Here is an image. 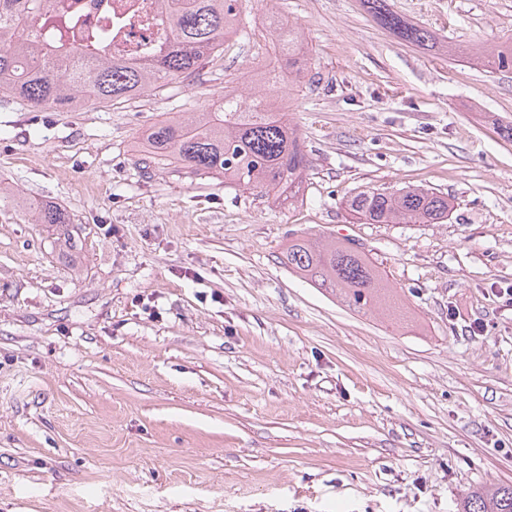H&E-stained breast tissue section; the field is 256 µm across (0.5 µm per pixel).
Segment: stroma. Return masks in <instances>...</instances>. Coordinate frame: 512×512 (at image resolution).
Segmentation results:
<instances>
[{
    "label": "stroma",
    "mask_w": 512,
    "mask_h": 512,
    "mask_svg": "<svg viewBox=\"0 0 512 512\" xmlns=\"http://www.w3.org/2000/svg\"><path fill=\"white\" fill-rule=\"evenodd\" d=\"M277 0L310 70L283 86L310 164L273 206L139 174L142 134L249 90L251 43L123 104L0 102V512H456L512 484V0ZM447 194L441 224H360L365 187ZM39 199L72 217L33 223ZM356 243L404 306L363 315L288 269ZM364 2L384 27L396 32L405 41L417 45H427L433 40L426 29L407 22L400 15L386 8V0H364ZM474 60L491 69L512 66V45L508 47L488 46L476 50L472 55Z\"/></svg>",
    "instance_id": "35a3bbf8"
}]
</instances>
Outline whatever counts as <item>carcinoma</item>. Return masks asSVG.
<instances>
[{"instance_id":"1","label":"carcinoma","mask_w":512,"mask_h":512,"mask_svg":"<svg viewBox=\"0 0 512 512\" xmlns=\"http://www.w3.org/2000/svg\"><path fill=\"white\" fill-rule=\"evenodd\" d=\"M165 33L136 62L102 56V41L86 35L74 50L63 29L71 0H0V98L10 97L35 109L75 112L89 104H121L147 92L183 82L199 73L224 50V41L243 34L239 0H158ZM386 28L407 42L426 45L430 33L385 6L386 0H364ZM274 49L275 64L255 79L254 91L224 92L202 112L152 125L144 135L145 153L137 160L147 173L169 165L182 178H222L245 190H260L272 203H293L308 168L298 130L284 119L277 68L288 75L305 73L307 55L300 28L269 14L267 28L253 38ZM474 60L491 68L512 66V45L482 47ZM349 215L363 224H439L448 220V197L418 186L394 192L368 187L344 202ZM28 208L39 224L66 228L70 214L46 202ZM288 268L313 287L334 296L347 308L383 310L398 316L395 294L383 274L360 251L334 238L296 239L284 252ZM458 512H512V485L494 484L469 490Z\"/></svg>"}]
</instances>
